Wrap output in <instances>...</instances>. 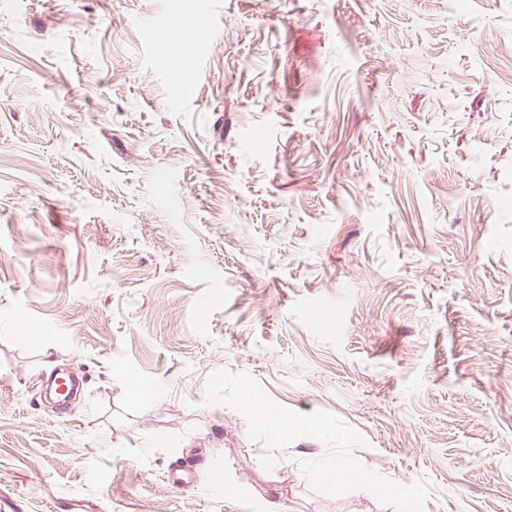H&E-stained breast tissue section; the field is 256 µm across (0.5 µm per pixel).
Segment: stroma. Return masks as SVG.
Segmentation results:
<instances>
[{
    "instance_id": "obj_1",
    "label": "stroma",
    "mask_w": 512,
    "mask_h": 512,
    "mask_svg": "<svg viewBox=\"0 0 512 512\" xmlns=\"http://www.w3.org/2000/svg\"><path fill=\"white\" fill-rule=\"evenodd\" d=\"M509 43L512 0H0V512H395L310 437L266 470L221 368L512 512ZM163 28L164 36L167 40L176 44L182 51L190 47L193 53L198 55L207 46V43L198 35L189 37L184 31L174 26H163Z\"/></svg>"
}]
</instances>
